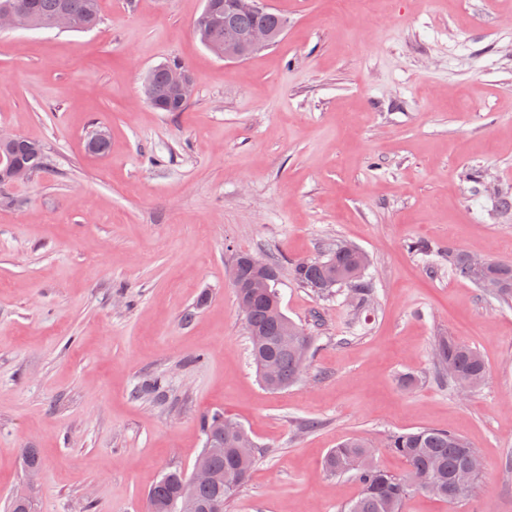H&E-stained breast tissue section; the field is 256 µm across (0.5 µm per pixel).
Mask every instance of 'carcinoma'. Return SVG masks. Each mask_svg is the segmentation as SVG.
I'll return each instance as SVG.
<instances>
[{
	"label": "carcinoma",
	"instance_id": "carcinoma-1",
	"mask_svg": "<svg viewBox=\"0 0 512 512\" xmlns=\"http://www.w3.org/2000/svg\"><path fill=\"white\" fill-rule=\"evenodd\" d=\"M17 11L22 28H51L52 21L62 12L69 13L80 22L77 30L95 27L100 20V0H0V13ZM286 24L284 15L274 9L263 13L247 11L229 12L228 25L201 27L198 36L201 43L212 53L224 52L226 36H243L262 27L273 34ZM173 69H185L179 63L156 66L147 76L144 90L151 91L148 103L162 112H180L186 103L169 95V75ZM12 157L32 171L47 168L42 147L28 139L7 144L0 143V154ZM367 255L349 243H340L320 260L298 261L292 265L293 278L307 288L320 285L322 293H330L328 284L347 288L354 297L357 308L368 307L374 301V290L370 280L363 276L367 270ZM448 271L458 277L495 283L493 295L504 302L512 301V263L489 261L481 272L474 271L468 263V255L457 251L448 252ZM240 292L248 298L246 326L251 344V356L256 366L271 359L278 367L277 379L263 381L266 388L281 390L297 381L306 369L311 345L310 337L293 321V332H281L282 315L279 293L275 288L253 292L242 288ZM435 355L439 367L457 381L464 380L478 386L487 373L481 355L473 348L442 337L435 344ZM233 421L222 413H214L203 421L204 448H215L210 458L214 480L208 484L189 486V477L180 469L164 473L151 488L149 502L153 512H167L168 503L183 490L191 491L196 501L207 506L218 500L226 503L245 481L255 457L240 458L235 448L238 441L227 436L224 429ZM386 447L403 458L408 465L404 476L393 474L372 463L374 449L361 438H347L331 449L323 465L331 474L347 476L357 482L361 494L343 508V512H400L404 499L414 490H423L432 496L454 502L453 480L476 451L457 434L447 430L419 429L413 432L396 433L387 439Z\"/></svg>",
	"mask_w": 512,
	"mask_h": 512
}]
</instances>
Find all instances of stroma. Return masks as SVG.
I'll use <instances>...</instances> for the list:
<instances>
[{
    "label": "stroma",
    "instance_id": "1",
    "mask_svg": "<svg viewBox=\"0 0 512 512\" xmlns=\"http://www.w3.org/2000/svg\"><path fill=\"white\" fill-rule=\"evenodd\" d=\"M269 4L284 35L241 62L196 36L204 0H101L91 30L0 29V131L50 162L0 188V512L27 448L35 512H147L217 411L260 448L225 512H342L360 487L326 453L359 437L402 475L386 440L421 428L462 436L484 468L458 503L415 491L402 512H512V302L441 259L512 261V0ZM173 61L195 94L161 112L144 79ZM340 240L369 257L368 309L290 274ZM240 253L279 259L282 310L313 339L280 392L250 357ZM442 336L482 355L471 393L439 376Z\"/></svg>",
    "mask_w": 512,
    "mask_h": 512
}]
</instances>
